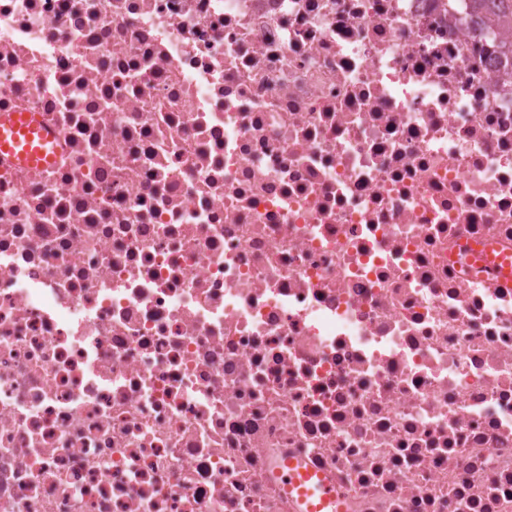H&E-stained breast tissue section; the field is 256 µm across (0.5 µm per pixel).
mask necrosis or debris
<instances>
[{"label":"necrosis or debris","instance_id":"necrosis-or-debris-1","mask_svg":"<svg viewBox=\"0 0 512 512\" xmlns=\"http://www.w3.org/2000/svg\"><path fill=\"white\" fill-rule=\"evenodd\" d=\"M512 33L467 0H0V512H512ZM33 112L0 113V155L7 154L21 172L45 167L53 160L54 140ZM284 466L288 468L286 474L281 467L276 466L274 475L288 481V491L296 490L297 503L306 507L303 512H336V508L341 509L340 496L334 482L311 473L298 461L287 460Z\"/></svg>","mask_w":512,"mask_h":512}]
</instances>
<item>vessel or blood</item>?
Here are the masks:
<instances>
[{"label": "vessel or blood", "mask_w": 512, "mask_h": 512, "mask_svg": "<svg viewBox=\"0 0 512 512\" xmlns=\"http://www.w3.org/2000/svg\"><path fill=\"white\" fill-rule=\"evenodd\" d=\"M54 140L48 130L31 112L0 113V155H8L20 171L37 169L53 160L49 146ZM275 476L285 477L289 490L298 495V504L305 512H336L340 496L334 482L314 476L303 464L287 461L275 468Z\"/></svg>", "instance_id": "1"}]
</instances>
